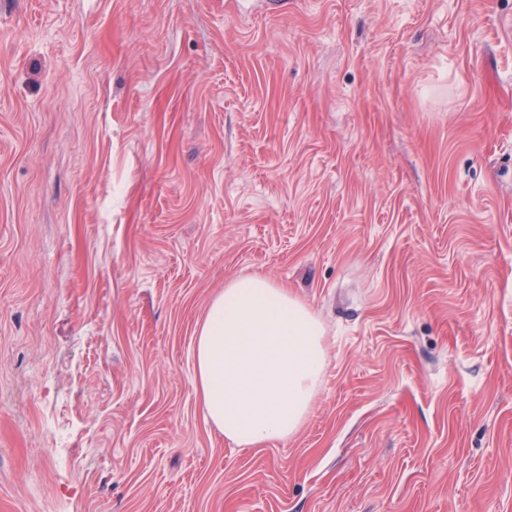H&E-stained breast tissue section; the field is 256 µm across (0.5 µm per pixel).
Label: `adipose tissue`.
<instances>
[{
    "mask_svg": "<svg viewBox=\"0 0 512 512\" xmlns=\"http://www.w3.org/2000/svg\"><path fill=\"white\" fill-rule=\"evenodd\" d=\"M324 335L318 315L287 288L260 275L230 280L196 330L206 420L241 448L293 435L319 393Z\"/></svg>",
    "mask_w": 512,
    "mask_h": 512,
    "instance_id": "1",
    "label": "adipose tissue"
}]
</instances>
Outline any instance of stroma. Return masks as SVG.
Wrapping results in <instances>:
<instances>
[{
    "mask_svg": "<svg viewBox=\"0 0 512 512\" xmlns=\"http://www.w3.org/2000/svg\"><path fill=\"white\" fill-rule=\"evenodd\" d=\"M254 274L328 353L260 450ZM0 512H512V0H0ZM197 393L206 420L240 448H264L304 423L326 368L318 315L288 288L238 276L195 333Z\"/></svg>",
    "mask_w": 512,
    "mask_h": 512,
    "instance_id": "35a3bbf8",
    "label": "stroma"
}]
</instances>
